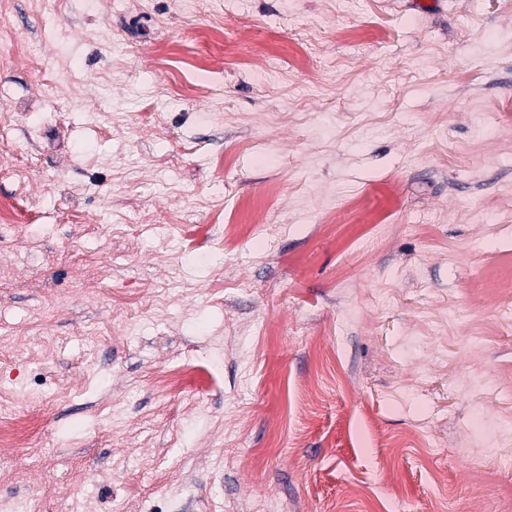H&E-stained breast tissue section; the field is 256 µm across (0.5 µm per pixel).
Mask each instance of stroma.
Segmentation results:
<instances>
[{
  "mask_svg": "<svg viewBox=\"0 0 512 512\" xmlns=\"http://www.w3.org/2000/svg\"><path fill=\"white\" fill-rule=\"evenodd\" d=\"M43 2L0 14V390L34 428L0 506L512 512V460L454 454L512 409V0ZM256 201L279 233L223 248Z\"/></svg>",
  "mask_w": 512,
  "mask_h": 512,
  "instance_id": "1",
  "label": "stroma"
}]
</instances>
